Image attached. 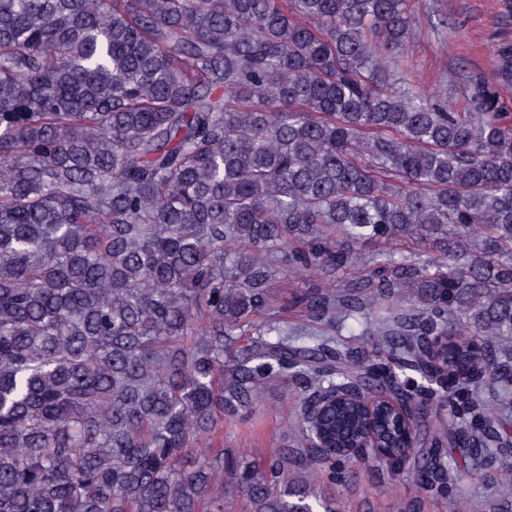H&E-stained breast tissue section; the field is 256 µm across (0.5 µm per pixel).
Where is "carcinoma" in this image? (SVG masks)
<instances>
[{"mask_svg":"<svg viewBox=\"0 0 512 512\" xmlns=\"http://www.w3.org/2000/svg\"><path fill=\"white\" fill-rule=\"evenodd\" d=\"M411 2L0 0V512H224L219 475L247 512H337L288 474L344 459L312 446L310 403L350 383L427 408L430 336L453 337L443 369L465 372L434 442L507 441L512 116L478 80L455 112L411 79ZM496 69L512 83V47ZM282 264L367 271L309 291L314 323L360 313L367 288L421 309L375 324L377 367L255 329ZM272 378L300 389L299 447L261 472L193 447ZM383 421L403 465L414 449ZM359 428L344 404L323 433L343 448ZM456 469L436 458L422 482Z\"/></svg>","mask_w":512,"mask_h":512,"instance_id":"cac0c4a2","label":"carcinoma"}]
</instances>
